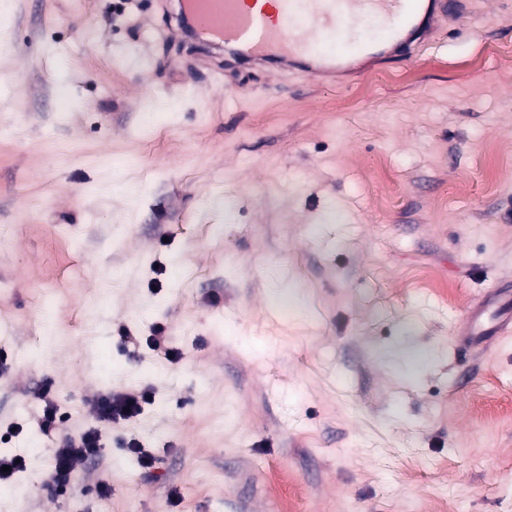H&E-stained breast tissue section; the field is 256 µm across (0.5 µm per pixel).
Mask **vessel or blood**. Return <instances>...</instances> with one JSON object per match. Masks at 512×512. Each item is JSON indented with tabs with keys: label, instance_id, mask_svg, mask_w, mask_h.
Returning <instances> with one entry per match:
<instances>
[{
	"label": "vessel or blood",
	"instance_id": "1",
	"mask_svg": "<svg viewBox=\"0 0 512 512\" xmlns=\"http://www.w3.org/2000/svg\"><path fill=\"white\" fill-rule=\"evenodd\" d=\"M178 14L201 45L283 72L335 78L364 56L422 43L448 17L447 0H177ZM375 32L362 34L361 21ZM512 333V294L474 304L460 329L485 349Z\"/></svg>",
	"mask_w": 512,
	"mask_h": 512
}]
</instances>
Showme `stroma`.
<instances>
[{
    "label": "stroma",
    "instance_id": "1",
    "mask_svg": "<svg viewBox=\"0 0 512 512\" xmlns=\"http://www.w3.org/2000/svg\"><path fill=\"white\" fill-rule=\"evenodd\" d=\"M176 23L0 0V453L32 460L0 512H281L283 474L295 512H512V334H457L512 289V0L343 85L215 71ZM131 387L57 492L51 449ZM146 344L153 352L163 354L167 361L172 362L179 358V352L169 346L168 336L162 326H153L150 336L146 338ZM37 399L40 401L41 413L38 416V426L44 434H51L62 420L60 409L56 404L51 390L44 388L37 394Z\"/></svg>",
    "mask_w": 512,
    "mask_h": 512
}]
</instances>
